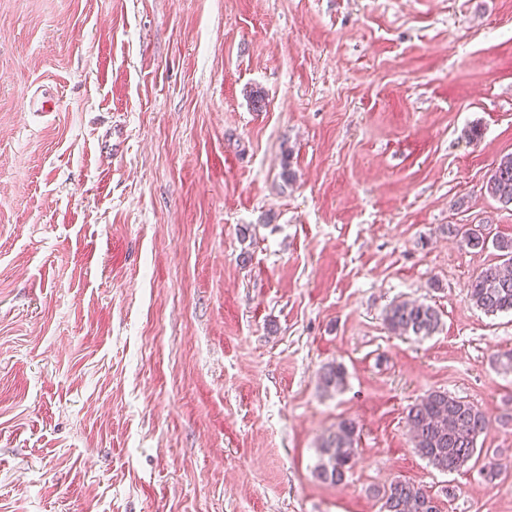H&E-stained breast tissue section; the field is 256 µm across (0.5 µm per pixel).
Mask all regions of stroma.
<instances>
[{
    "mask_svg": "<svg viewBox=\"0 0 512 512\" xmlns=\"http://www.w3.org/2000/svg\"><path fill=\"white\" fill-rule=\"evenodd\" d=\"M511 153L512 0H0V512H380L395 479L512 512V314L467 295L500 257L448 233L512 237ZM400 299L438 330L390 333ZM433 390L499 480L415 452ZM485 190L501 204H512V154L503 156L492 167ZM448 233L455 237H460L461 240L470 248L481 250L487 247V237L483 234L480 225L475 224H460L449 226ZM356 424L344 419L336 425L319 448L320 460L315 468L317 476L323 480L338 484L345 480L352 468L355 457Z\"/></svg>",
    "mask_w": 512,
    "mask_h": 512,
    "instance_id": "stroma-1",
    "label": "stroma"
}]
</instances>
